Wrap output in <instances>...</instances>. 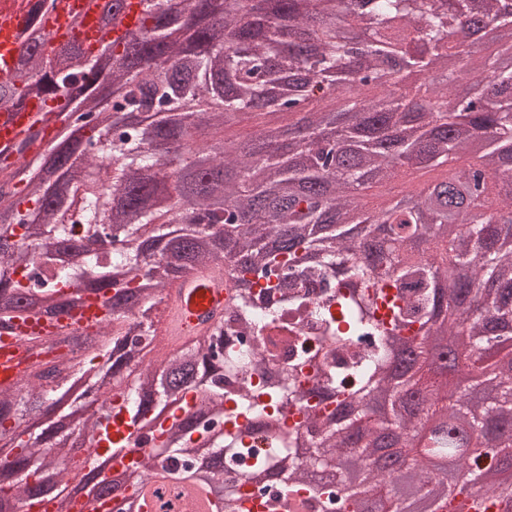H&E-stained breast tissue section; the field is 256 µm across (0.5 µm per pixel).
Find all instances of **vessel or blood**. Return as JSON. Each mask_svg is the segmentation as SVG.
<instances>
[{
	"mask_svg": "<svg viewBox=\"0 0 512 512\" xmlns=\"http://www.w3.org/2000/svg\"><path fill=\"white\" fill-rule=\"evenodd\" d=\"M26 13L22 0H0V75L11 73L16 64V34L23 26ZM51 43L82 40L98 47L103 34L95 13L86 10L84 0H56L51 13L42 20ZM40 101H30L22 112L0 113V149L27 137ZM233 294L228 275L202 264L179 281L164 302L167 333L176 343L200 335L224 313ZM104 314L102 299L87 300L72 315L74 325L88 329L97 326ZM30 356L18 346L15 336H0V389L14 388L20 381Z\"/></svg>",
	"mask_w": 512,
	"mask_h": 512,
	"instance_id": "vessel-or-blood-1",
	"label": "vessel or blood"
}]
</instances>
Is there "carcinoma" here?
<instances>
[{
	"label": "carcinoma",
	"instance_id": "cac0c4a2",
	"mask_svg": "<svg viewBox=\"0 0 512 512\" xmlns=\"http://www.w3.org/2000/svg\"><path fill=\"white\" fill-rule=\"evenodd\" d=\"M47 2L27 14L25 80L0 83L7 112L66 99L34 119L56 125L48 150L24 141L12 162L0 157V332L54 323L18 337L30 373L25 387L0 390V500L54 498L67 512L69 499L51 492L88 472L101 512L115 487L99 448L130 445L112 435L127 415L151 443L125 468L139 512H151L157 457L208 512H234L244 481L279 487L283 507L325 499L348 512L377 497L407 512L400 480L437 512L458 494L460 512H512V491L450 485L423 455L400 453L402 477L366 460L377 434L406 439L437 417L447 429L434 445L455 470L512 467L508 354H458L418 377L435 362L432 336L475 349L512 336V67L471 39L492 25L512 58L506 0H141L140 27L66 58L46 50ZM128 2L93 6L110 30ZM468 78L476 84L455 93ZM370 87L385 96H363ZM252 113L264 116L252 139L225 149L226 126ZM159 177L171 204L157 224ZM100 234L115 239L112 252L87 248ZM228 262L224 313L263 348L243 360L221 321L144 364L156 298L196 266ZM387 290L390 329L377 318ZM99 294L105 315L85 357L42 360L55 342L74 343L63 316ZM285 328L318 351L279 366L293 337L272 331ZM109 383L75 429L81 398ZM241 417L264 425L271 449L226 483L224 460L249 455Z\"/></svg>",
	"mask_w": 512,
	"mask_h": 512
}]
</instances>
